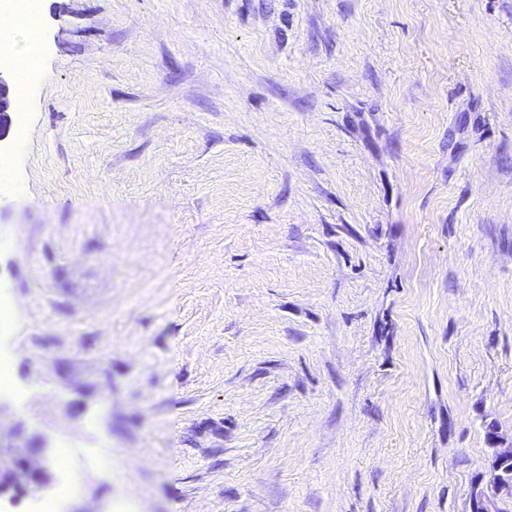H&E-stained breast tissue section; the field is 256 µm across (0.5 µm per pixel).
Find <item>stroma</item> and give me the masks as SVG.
I'll return each instance as SVG.
<instances>
[{
  "label": "stroma",
  "mask_w": 512,
  "mask_h": 512,
  "mask_svg": "<svg viewBox=\"0 0 512 512\" xmlns=\"http://www.w3.org/2000/svg\"><path fill=\"white\" fill-rule=\"evenodd\" d=\"M0 184V442L62 512H472L512 446V0H41ZM18 59L30 67L42 64L43 40L39 34L27 33L23 39L15 41Z\"/></svg>",
  "instance_id": "1"
}]
</instances>
